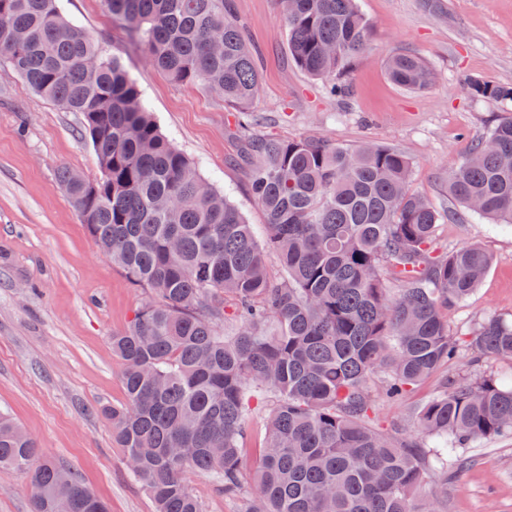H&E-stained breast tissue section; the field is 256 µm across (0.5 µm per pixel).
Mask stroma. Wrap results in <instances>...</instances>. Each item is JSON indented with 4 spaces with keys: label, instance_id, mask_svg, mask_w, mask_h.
<instances>
[{
    "label": "stroma",
    "instance_id": "obj_1",
    "mask_svg": "<svg viewBox=\"0 0 512 512\" xmlns=\"http://www.w3.org/2000/svg\"><path fill=\"white\" fill-rule=\"evenodd\" d=\"M436 14L421 0H358L371 24V50L344 76L350 101L327 97L321 81L288 59L278 0H232L246 30L261 84L248 112L200 85L170 81L133 48L100 0H59L64 15L124 62L161 131L198 165L201 175L239 209L257 238L266 216L249 190L238 131L321 137L355 147L391 145L413 161L411 187L448 210L439 247L481 245L493 264L464 302L448 313L451 335L464 336L489 316L512 319V230L472 216L457 219L448 174L512 103L472 99L471 79L512 83V0H443ZM407 51L431 68L421 91L394 84L389 56ZM93 181L96 155L74 113L36 95L19 76L0 75V411L35 441L41 454L77 471L110 512H154L130 475L112 425L100 409L122 405L121 363L112 332L126 328L145 299L124 272L100 254L58 184L61 169ZM440 376L396 401H380L383 420L412 424L414 409L438 390ZM475 466L448 483L447 512H512V440L473 443ZM202 512H243L217 476L188 473ZM27 476L0 468V512H32Z\"/></svg>",
    "mask_w": 512,
    "mask_h": 512
}]
</instances>
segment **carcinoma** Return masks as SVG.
I'll return each mask as SVG.
<instances>
[{
    "label": "carcinoma",
    "instance_id": "obj_1",
    "mask_svg": "<svg viewBox=\"0 0 512 512\" xmlns=\"http://www.w3.org/2000/svg\"><path fill=\"white\" fill-rule=\"evenodd\" d=\"M168 79L202 85L241 108L260 75L229 0H101ZM288 59L341 80L370 44L357 0H283ZM391 80L430 82L396 53ZM0 71L79 116L96 154L92 182H58L95 246L142 288L131 324L110 336L126 401L104 407L128 470L155 512H202L188 471L245 495L249 416H264L256 489L245 512H441L448 479L469 469L470 441L512 435V384L479 373L422 405L406 436L377 405L470 355L512 359V320L490 316L470 338L448 310L493 263L478 245L434 247L448 212L412 191L411 158L384 144L243 135L240 160L269 235L251 225L159 130L126 66L62 14L58 0H0ZM479 99L512 101V84L469 82ZM463 215L512 224V116L448 174ZM280 264L272 277L266 254ZM0 467L26 474L34 512H108L76 472L42 456L0 412Z\"/></svg>",
    "mask_w": 512,
    "mask_h": 512
}]
</instances>
